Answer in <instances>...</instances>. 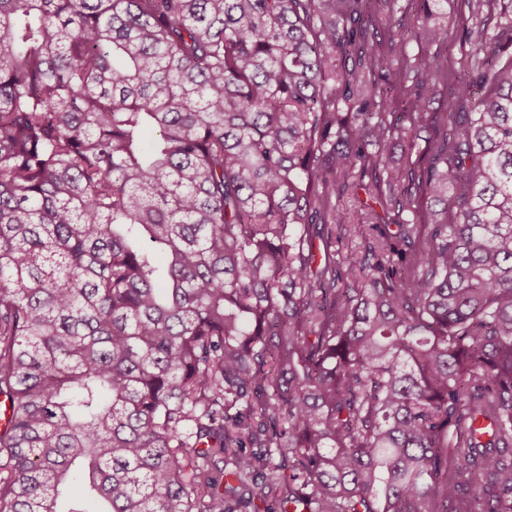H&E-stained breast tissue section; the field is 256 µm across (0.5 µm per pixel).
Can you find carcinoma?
<instances>
[{"label":"carcinoma","mask_w":512,"mask_h":512,"mask_svg":"<svg viewBox=\"0 0 512 512\" xmlns=\"http://www.w3.org/2000/svg\"><path fill=\"white\" fill-rule=\"evenodd\" d=\"M375 2L0 0V512H512V0ZM430 8L434 11L431 23L448 28V44H434L432 47H427L424 43L420 44L413 41L408 47V52L410 55H420L425 53V49L423 52V46H426L427 52L432 54L448 52V54L452 55L456 76H463L464 70H466L468 65V58L477 48L475 40L467 41L466 43L463 41V26H472L475 29L476 21L479 22L486 17H488L489 25L492 26L496 22V11L492 10L488 14V8L485 7L477 20L475 18L471 20L469 12L461 0L429 1L424 4L418 0H397V4L393 9V15L395 19H399L401 15H406L412 20L416 17V13L422 15L424 12L426 13L427 9L429 11ZM346 230L336 228V239L332 247V256L336 266L346 270L351 261L361 254L366 246L362 230L354 229L352 226L344 227Z\"/></svg>","instance_id":"cac0c4a2"}]
</instances>
